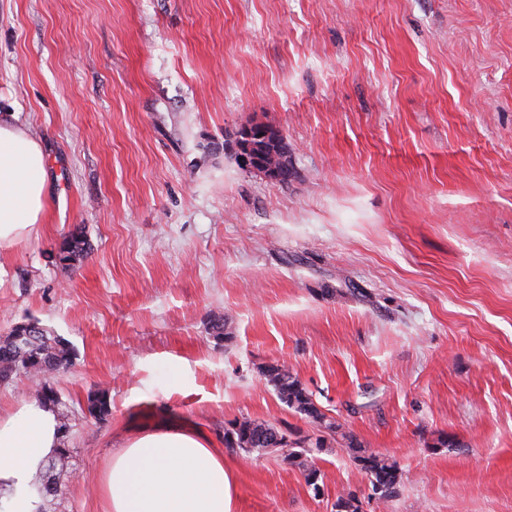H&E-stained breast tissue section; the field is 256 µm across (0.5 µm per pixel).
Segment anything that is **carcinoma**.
Wrapping results in <instances>:
<instances>
[{
  "instance_id": "carcinoma-1",
  "label": "carcinoma",
  "mask_w": 512,
  "mask_h": 512,
  "mask_svg": "<svg viewBox=\"0 0 512 512\" xmlns=\"http://www.w3.org/2000/svg\"><path fill=\"white\" fill-rule=\"evenodd\" d=\"M89 246L80 234H73L60 248L59 261L69 262L88 252ZM72 361V353L62 340L48 337L46 329L39 326L28 331L25 324L16 325L9 336L0 341V380L7 381L12 375L22 373L40 386L41 399L49 404H61L57 391L50 385L48 377L67 368ZM268 385L272 386L279 399L294 411L307 416L312 421L323 426L332 433H337L341 425L326 419L313 399L312 393L289 372L285 365L271 364L262 370ZM87 410L90 416L102 419L110 412L108 392L98 390L88 396ZM274 431L279 435V441L271 445V449L279 450L291 464L302 468L305 479L312 486L318 485L321 472L308 460L307 453L313 448L317 451L325 446L324 437L313 441L290 440L288 435L276 426L243 417L232 422L224 428V445L228 448H241L252 451L255 448V439L261 435ZM346 447L355 453L354 459L360 469L369 477L379 499L393 498L401 481V472L397 462L385 455L367 453L351 434H341ZM308 445V448L299 451L297 447ZM40 504L56 498L60 488L58 478L47 476L35 488Z\"/></svg>"
}]
</instances>
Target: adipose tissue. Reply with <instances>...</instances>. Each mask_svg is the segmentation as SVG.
I'll return each instance as SVG.
<instances>
[{"mask_svg":"<svg viewBox=\"0 0 512 512\" xmlns=\"http://www.w3.org/2000/svg\"><path fill=\"white\" fill-rule=\"evenodd\" d=\"M40 144L0 120V246L27 236L46 210ZM113 453L103 481L106 512H231L223 454L191 423L153 416ZM53 409L23 402L0 415V502L5 512H37L30 483L59 446Z\"/></svg>","mask_w":512,"mask_h":512,"instance_id":"adipose-tissue-1","label":"adipose tissue"}]
</instances>
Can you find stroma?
<instances>
[{"label":"stroma","mask_w":512,"mask_h":512,"mask_svg":"<svg viewBox=\"0 0 512 512\" xmlns=\"http://www.w3.org/2000/svg\"><path fill=\"white\" fill-rule=\"evenodd\" d=\"M0 117L49 190L0 248V337L35 320L72 350L49 512H104L114 439L162 414L223 452L232 512L347 491L361 512H512V0H0ZM256 123L285 137L288 184L239 159ZM75 232L91 249L67 266ZM276 362L398 462L395 497L340 435L316 488L225 447L242 417L319 436L266 385Z\"/></svg>","instance_id":"stroma-1"}]
</instances>
